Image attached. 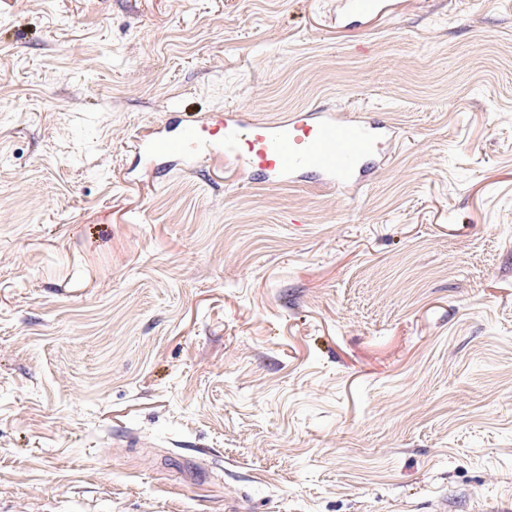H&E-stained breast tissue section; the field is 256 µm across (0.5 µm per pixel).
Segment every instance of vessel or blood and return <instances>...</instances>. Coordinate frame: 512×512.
<instances>
[{
  "label": "vessel or blood",
  "instance_id": "b4317fda",
  "mask_svg": "<svg viewBox=\"0 0 512 512\" xmlns=\"http://www.w3.org/2000/svg\"><path fill=\"white\" fill-rule=\"evenodd\" d=\"M338 4L343 28L372 22L385 13V0H338ZM398 140L395 129L370 111L346 116L303 108L277 119L258 120L242 110H227L211 128L173 110L163 127L138 136L132 148L136 156L158 168L173 164L191 168L200 160L221 156L242 169L263 168L273 183L293 182L313 172L323 183L346 187L365 182L369 163Z\"/></svg>",
  "mask_w": 512,
  "mask_h": 512
}]
</instances>
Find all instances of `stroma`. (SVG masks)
<instances>
[{
  "instance_id": "35a3bbf8",
  "label": "stroma",
  "mask_w": 512,
  "mask_h": 512,
  "mask_svg": "<svg viewBox=\"0 0 512 512\" xmlns=\"http://www.w3.org/2000/svg\"><path fill=\"white\" fill-rule=\"evenodd\" d=\"M390 5L0 0V512H512V0ZM229 107L403 143L130 150ZM338 4V27L342 28L353 23L368 24L386 13L384 0H339ZM344 116L319 108H303L269 120L246 111L225 110L217 116L214 138L207 123L185 120L172 110L162 128L138 136L131 144L138 157L155 167L181 164L190 169L200 160L224 156L235 166L260 167L272 183L294 182L314 172L323 184L348 187L366 181L368 164L396 146L395 129L373 111Z\"/></svg>"
}]
</instances>
